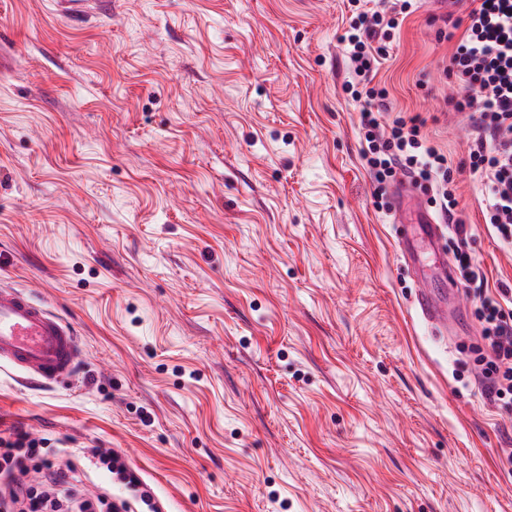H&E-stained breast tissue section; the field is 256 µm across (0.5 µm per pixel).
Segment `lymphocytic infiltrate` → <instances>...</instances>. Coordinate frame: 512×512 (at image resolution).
I'll return each mask as SVG.
<instances>
[{
  "label": "lymphocytic infiltrate",
  "instance_id": "obj_1",
  "mask_svg": "<svg viewBox=\"0 0 512 512\" xmlns=\"http://www.w3.org/2000/svg\"><path fill=\"white\" fill-rule=\"evenodd\" d=\"M349 4L355 14L340 38L350 63L351 78L345 89L361 106L363 158L368 173L381 193L402 176L433 184L440 211L452 215L457 200L447 156L423 135L419 118L381 124L379 116L386 108L387 94L373 85L400 18L415 12L420 0H349ZM449 74L459 89L452 100L455 110L473 113L469 169L482 188L484 221L491 224L503 244L511 246L512 0H469L467 25L452 54ZM452 234L460 280L474 286L481 300L478 316L490 353L482 371L485 394L492 403L511 404L512 287L501 285L490 290L486 276L467 250L465 224L454 222ZM86 455L96 468L130 492L129 497L110 503L111 512H134L137 501L147 512H159L151 492L121 454L110 448H90ZM35 458L50 480L48 490L40 493L16 479ZM69 485L67 472L42 457L37 439L22 430L6 438L0 436V512H12L19 502L24 503L25 512H59Z\"/></svg>",
  "mask_w": 512,
  "mask_h": 512
}]
</instances>
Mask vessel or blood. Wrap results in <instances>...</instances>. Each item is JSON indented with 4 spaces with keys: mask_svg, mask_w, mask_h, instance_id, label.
<instances>
[{
    "mask_svg": "<svg viewBox=\"0 0 512 512\" xmlns=\"http://www.w3.org/2000/svg\"><path fill=\"white\" fill-rule=\"evenodd\" d=\"M402 243L412 248L415 232L434 240L439 227L433 218L419 225L403 224ZM420 309L430 325L444 330L448 318L427 289L418 294ZM80 351L73 329L50 313L46 305L32 299L28 291L0 289V364L16 368L24 377L42 383H53L73 372Z\"/></svg>",
    "mask_w": 512,
    "mask_h": 512,
    "instance_id": "1",
    "label": "vessel or blood"
}]
</instances>
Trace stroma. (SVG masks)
Listing matches in <instances>:
<instances>
[{"label":"stroma","instance_id":"stroma-1","mask_svg":"<svg viewBox=\"0 0 512 512\" xmlns=\"http://www.w3.org/2000/svg\"><path fill=\"white\" fill-rule=\"evenodd\" d=\"M424 0L377 82L454 170L490 285L512 248L464 162L450 37ZM348 0H0V287L68 322L76 372L0 367V432L42 440L80 494L122 495L80 451L121 452L162 512H512V409L482 396L478 298L452 334L428 244L377 209L345 91ZM417 298L420 309L428 323L436 330L443 331L447 325L448 317L441 306L433 300L427 288H421Z\"/></svg>","mask_w":512,"mask_h":512}]
</instances>
